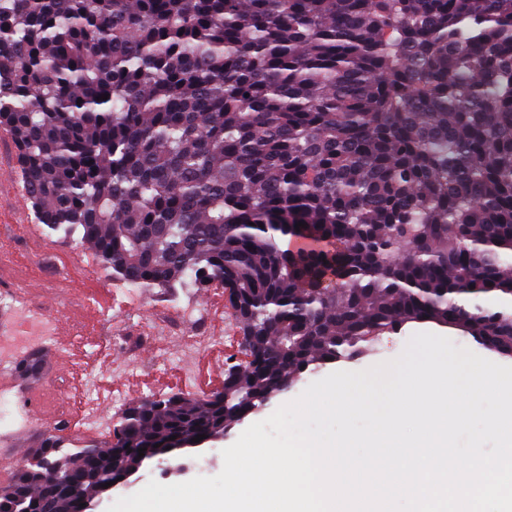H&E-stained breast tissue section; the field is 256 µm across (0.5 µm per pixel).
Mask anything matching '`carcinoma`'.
Listing matches in <instances>:
<instances>
[{"mask_svg":"<svg viewBox=\"0 0 512 512\" xmlns=\"http://www.w3.org/2000/svg\"><path fill=\"white\" fill-rule=\"evenodd\" d=\"M0 126L39 223L247 306L222 389L127 409L99 464L45 435L30 512L409 323L512 356V0H0Z\"/></svg>","mask_w":512,"mask_h":512,"instance_id":"obj_1","label":"carcinoma"}]
</instances>
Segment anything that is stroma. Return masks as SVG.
Masks as SVG:
<instances>
[{
	"instance_id": "1",
	"label": "stroma",
	"mask_w": 512,
	"mask_h": 512,
	"mask_svg": "<svg viewBox=\"0 0 512 512\" xmlns=\"http://www.w3.org/2000/svg\"><path fill=\"white\" fill-rule=\"evenodd\" d=\"M0 251L12 258L13 285L25 294L40 298L52 308L61 322H68L73 310H80L82 320L79 331H66L61 341L71 343L77 354L93 358L96 366H103L107 359L93 356L92 346L98 335L99 320L104 313L112 315L113 333H123L129 324L141 326L174 318L182 301L190 299L209 313L210 327L214 333H224L228 325L234 324L233 310L226 298L217 297L215 289L197 288H142L134 311L123 312L112 305V294L101 288L92 276L97 261L90 248L82 244L78 235L54 232L39 224L32 204L24 189L21 177L18 150L12 137L0 128ZM428 331L448 337L455 347H465L495 363L512 366V357L502 356L480 346L473 337L458 331L436 325L406 326L401 333L385 337L382 344L365 352L354 361L325 365L314 372H306L288 389L272 398L258 412L250 414L248 423L268 418L280 406L298 398L314 381L335 371H360L398 357L410 337ZM240 358L238 346L225 345L223 351L212 358L201 361L193 379L182 380L161 374L148 377L144 374L117 375L112 388L121 397L120 402L110 405V412L121 411L122 407L134 404L156 394L179 393L200 397L210 393L212 386L221 385L224 371ZM45 434L40 423H31L27 430L15 433L8 441L5 453L7 467H0V484L8 482L17 470L25 464L30 454L39 445ZM238 435L230 430L223 437L206 442L191 453V467L188 471L170 476L164 475L162 467L150 464L141 472L139 480L116 487L100 500L96 512H107L119 498L141 490L146 481L179 483L190 480L201 473L217 475L223 468L222 451L232 445Z\"/></svg>"
}]
</instances>
